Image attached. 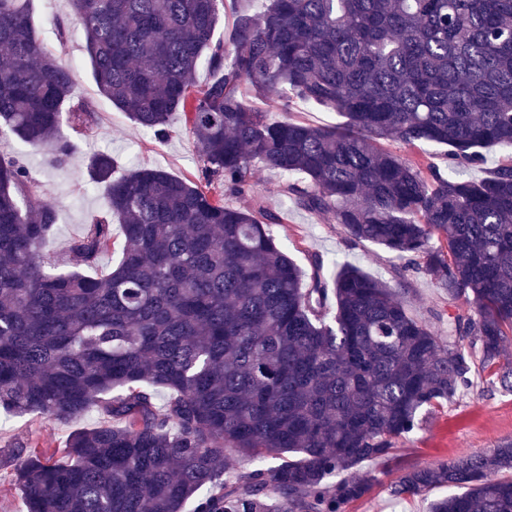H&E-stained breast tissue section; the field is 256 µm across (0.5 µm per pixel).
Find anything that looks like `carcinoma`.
I'll list each match as a JSON object with an SVG mask.
<instances>
[{
    "mask_svg": "<svg viewBox=\"0 0 512 512\" xmlns=\"http://www.w3.org/2000/svg\"><path fill=\"white\" fill-rule=\"evenodd\" d=\"M71 3L60 32H83L100 93L159 141L183 112L200 174L114 179V158H90L107 210L61 272L43 252L56 210L33 197L21 158L0 155V408L108 419L61 450H15L27 512H344L370 489L355 468L389 465L473 367L512 392V157L457 175L485 147L512 149V0H265L226 40L214 39L224 0ZM30 4L0 0V137L65 167L80 145L62 124L84 135L95 112L72 100L75 71L46 49ZM200 67L213 77L196 88ZM249 92L343 122L277 120ZM384 141L445 145L447 169ZM262 168L288 175L277 193L298 209L463 300L457 340L356 267L329 282L314 256L303 284L272 233ZM114 217L119 263L81 273L112 248ZM228 452L253 468L230 471ZM432 487L452 493L429 512H512V440L401 469L390 493Z\"/></svg>",
    "mask_w": 512,
    "mask_h": 512,
    "instance_id": "obj_1",
    "label": "carcinoma"
}]
</instances>
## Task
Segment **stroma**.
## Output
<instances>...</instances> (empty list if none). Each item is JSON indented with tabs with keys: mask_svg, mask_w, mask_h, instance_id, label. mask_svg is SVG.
I'll return each instance as SVG.
<instances>
[{
	"mask_svg": "<svg viewBox=\"0 0 512 512\" xmlns=\"http://www.w3.org/2000/svg\"><path fill=\"white\" fill-rule=\"evenodd\" d=\"M70 13V0H32L33 20L47 49L75 70L74 98L92 104L96 111V123L83 140L81 154L69 166L54 168L46 155L28 151L16 137L0 138V154L23 155L36 181V196L55 207L57 221L43 249L61 258L66 256L71 241L84 225L104 208L102 196L90 192L85 174L93 151L112 154L117 162L114 174L118 177L148 167L193 180L200 169L197 150L185 132L181 113H172V135L158 143L144 137L124 112L99 94L83 33L74 28L66 38L57 34V21L67 19ZM250 103L278 119L290 118L316 126H335L341 121L337 112L302 101L292 103L287 109L255 97ZM259 178L261 189L266 191L272 209L280 217L279 224L273 227L274 234L287 245L289 257L302 270H309V259L317 254L324 260L326 275H334L337 268L350 264L390 286H402L412 313L442 337L448 334L449 320L466 314L463 302L449 299L429 278L411 270L397 276L392 259L381 246L351 242L340 225L323 223L317 216L297 209L286 197L277 195L283 173L264 169ZM98 422L94 412L65 420L36 414L12 417L0 411V512H26L24 499L12 484L11 458L16 447L39 440L61 448L73 431L96 426ZM507 439H512V392L490 383L484 374L477 372L468 387L426 418L421 430L398 441L395 455L400 467H426L463 453L490 451ZM359 472L376 476L377 481L366 497L346 505L345 512H428L431 501L444 494L443 489L434 488L417 497L395 499L389 493L393 474H381L375 462L362 464Z\"/></svg>",
	"mask_w": 512,
	"mask_h": 512,
	"instance_id": "35a3bbf8",
	"label": "stroma"
}]
</instances>
